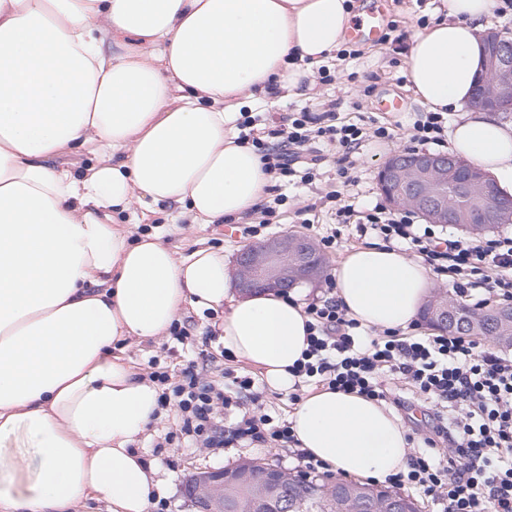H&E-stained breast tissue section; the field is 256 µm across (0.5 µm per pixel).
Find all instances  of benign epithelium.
Listing matches in <instances>:
<instances>
[{
  "label": "benign epithelium",
  "mask_w": 512,
  "mask_h": 512,
  "mask_svg": "<svg viewBox=\"0 0 512 512\" xmlns=\"http://www.w3.org/2000/svg\"><path fill=\"white\" fill-rule=\"evenodd\" d=\"M481 73L471 105L493 114L512 112V40L489 29L481 36ZM381 191L396 207H409L430 224H454L465 215V226L483 227L512 221V194L496 189L494 178L470 161L451 154L398 153L380 169ZM323 263L309 238L283 234L242 251L238 257L237 286L244 293L256 289L286 291L318 279ZM439 319L459 331L458 302L438 294L431 299ZM260 470L261 489L280 492L294 479L282 469L245 462L231 469L197 472L186 487L199 512H260L261 499L224 500V487L252 479Z\"/></svg>",
  "instance_id": "7a95c632"
}]
</instances>
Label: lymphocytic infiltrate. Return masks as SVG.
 I'll return each instance as SVG.
<instances>
[{"label":"lymphocytic infiltrate","instance_id":"obj_1","mask_svg":"<svg viewBox=\"0 0 512 512\" xmlns=\"http://www.w3.org/2000/svg\"><path fill=\"white\" fill-rule=\"evenodd\" d=\"M372 136L385 140L390 132L384 126L373 129L341 121L332 108L320 113L304 108L288 113L263 134L240 133V141L256 149L275 179L267 188V201L259 206L258 224L246 227V234L257 235L278 218L288 200L283 183L296 177L313 184L328 156H335L341 182L355 184L352 155ZM324 199L333 203L337 223L357 220L361 232L421 258L438 277L449 279L456 292L476 291L472 310L512 300V234L448 239L437 225L416 223L409 211L395 213L379 203L359 211L336 190L326 192ZM304 311L310 334L294 368L299 386L351 391L377 402L392 401L399 408L406 389L433 410L421 448L411 453L403 469L386 477V486L421 493L437 501L441 512H512V353L463 335L368 333L337 301L331 281ZM150 379L168 385L159 401L177 408V423L165 435L167 445L286 448L301 474L321 469L320 461L298 448L290 422L274 421L266 413L251 377L203 381L190 363L177 382H170L163 371L152 372ZM246 398L252 403L248 410L242 407ZM232 409L240 415L228 428L222 414Z\"/></svg>","mask_w":512,"mask_h":512}]
</instances>
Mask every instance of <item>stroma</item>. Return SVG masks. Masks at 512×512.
<instances>
[{"label": "stroma", "mask_w": 512, "mask_h": 512, "mask_svg": "<svg viewBox=\"0 0 512 512\" xmlns=\"http://www.w3.org/2000/svg\"><path fill=\"white\" fill-rule=\"evenodd\" d=\"M441 5V0H386V19L413 32L418 30L420 20H433ZM354 48L355 56L337 61L336 78L332 83H323L315 75L309 77L287 100L268 105L267 109L261 111V122L270 124L279 121L286 113L302 108L318 113L329 101L334 100L338 103V112L345 119L370 117L386 125L399 127L402 132H409L426 107L415 99L409 88L405 75L406 54L393 52L390 45L378 41H359ZM352 72L361 76L374 75L373 96H362L359 85L348 81L347 76ZM386 92L397 94L403 99L402 111L377 110L376 97ZM405 149L406 143L403 140L382 141L373 138L364 142L356 151L354 160L359 182L347 190L348 195L353 196L356 208L383 201L377 172L389 157ZM336 182L335 169L327 167L320 181L314 185L288 186L289 215L285 223L278 227L279 232L297 233L315 242L331 234L337 235L339 244L336 250L323 253L325 265L330 270L348 251L368 246L374 241L372 235H360L355 225L335 227L320 198ZM176 214L175 207L165 204L153 206L147 212L136 203L122 216L121 221L131 225L136 234L146 228L158 233L162 242L180 256L191 253L198 242L202 241L206 246L224 251L228 259L232 260L242 249L252 244L251 239L243 236L225 234L223 225L187 224L177 219ZM223 317L224 313L220 310L186 308L179 321L191 337L190 345L181 346L166 336L155 343H131L126 354L146 376L152 372L151 360L157 359L171 373L179 371L187 361H195L199 376L204 381L221 379L227 372L255 378L266 411L274 418L287 419L292 409L289 394L271 390L264 381L259 380L257 369L223 355V346L212 333L213 324L221 322ZM174 422V415L160 413L147 435L137 444L144 459L157 470V495L167 501L170 512H196L193 501L186 494V481L193 472L230 468L245 459L260 460L288 471L295 470L297 466L290 453L284 450L255 447L173 448L164 445V434Z\"/></svg>", "instance_id": "35a3bbf8"}]
</instances>
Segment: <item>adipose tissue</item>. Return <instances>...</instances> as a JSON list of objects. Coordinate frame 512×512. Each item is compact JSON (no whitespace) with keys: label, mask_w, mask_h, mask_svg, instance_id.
<instances>
[{"label":"adipose tissue","mask_w":512,"mask_h":512,"mask_svg":"<svg viewBox=\"0 0 512 512\" xmlns=\"http://www.w3.org/2000/svg\"><path fill=\"white\" fill-rule=\"evenodd\" d=\"M494 0H443L412 39L416 98L459 118L451 151L512 189V125L468 102ZM351 0H0V512H148L156 471L134 444L159 389L130 341L166 336L185 307L223 308L218 338L292 391L307 348L296 296L235 290L223 253L180 258L133 235V203L236 221L272 176L236 144L242 109L282 100L347 42ZM93 148L81 172L57 164ZM336 298L362 326L416 324L431 270L376 243L350 251ZM300 448L342 475L384 480L410 454L383 404L325 388L290 415Z\"/></svg>","instance_id":"adipose-tissue-1"}]
</instances>
